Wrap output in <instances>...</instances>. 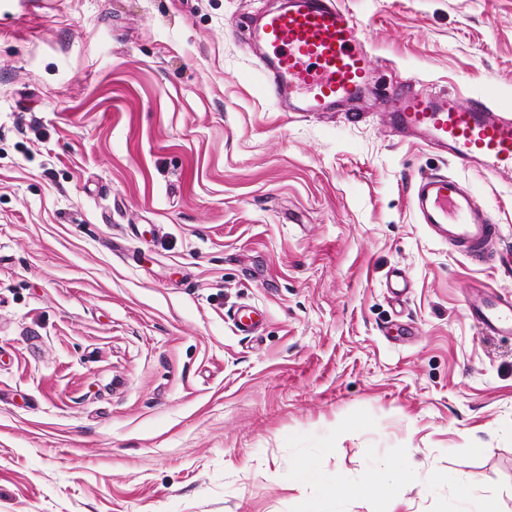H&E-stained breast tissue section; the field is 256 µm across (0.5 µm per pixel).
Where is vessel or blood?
Segmentation results:
<instances>
[{
    "mask_svg": "<svg viewBox=\"0 0 512 512\" xmlns=\"http://www.w3.org/2000/svg\"><path fill=\"white\" fill-rule=\"evenodd\" d=\"M265 48L263 89L275 99L295 97L301 112H324L365 91L370 53L366 37L337 0H292L263 16L255 33ZM400 133L449 153L459 166H478L512 178V103L478 98L460 107L454 94H406L390 117ZM413 209L441 240L475 262L491 259L501 233L475 193L454 176L426 174L413 184ZM469 319L487 336H512V297L473 286Z\"/></svg>",
    "mask_w": 512,
    "mask_h": 512,
    "instance_id": "vessel-or-blood-1",
    "label": "vessel or blood"
}]
</instances>
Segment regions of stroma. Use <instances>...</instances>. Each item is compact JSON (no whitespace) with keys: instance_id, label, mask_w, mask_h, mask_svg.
<instances>
[{"instance_id":"35a3bbf8","label":"stroma","mask_w":512,"mask_h":512,"mask_svg":"<svg viewBox=\"0 0 512 512\" xmlns=\"http://www.w3.org/2000/svg\"><path fill=\"white\" fill-rule=\"evenodd\" d=\"M340 4L355 120L263 92L277 0H0V512H376L372 474L389 512H476L461 485L512 512V337L466 314L512 295V183L388 122L402 93L512 99V0ZM430 173L502 258L419 224ZM412 203L420 224L441 240L472 261L491 259L501 236L499 224L456 177L421 175L413 184ZM469 319L487 336H512V298L485 287H471L466 301Z\"/></svg>"}]
</instances>
